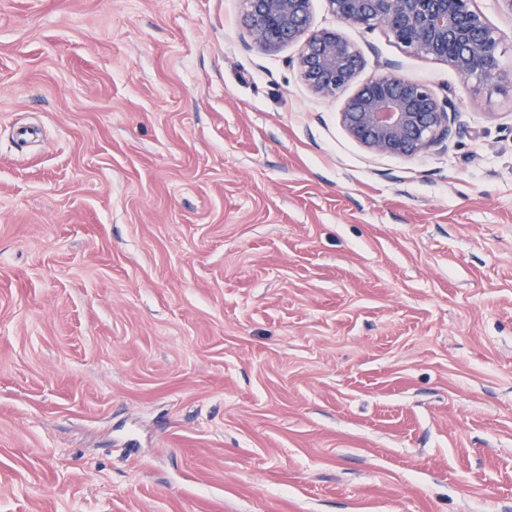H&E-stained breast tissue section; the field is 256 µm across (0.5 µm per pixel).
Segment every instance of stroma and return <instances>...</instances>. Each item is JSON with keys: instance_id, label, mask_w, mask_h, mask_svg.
I'll return each instance as SVG.
<instances>
[{"instance_id": "35a3bbf8", "label": "stroma", "mask_w": 512, "mask_h": 512, "mask_svg": "<svg viewBox=\"0 0 512 512\" xmlns=\"http://www.w3.org/2000/svg\"><path fill=\"white\" fill-rule=\"evenodd\" d=\"M243 0H0V512H512V85L367 151Z\"/></svg>"}]
</instances>
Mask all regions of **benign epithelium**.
I'll list each match as a JSON object with an SVG mask.
<instances>
[{
    "label": "benign epithelium",
    "mask_w": 512,
    "mask_h": 512,
    "mask_svg": "<svg viewBox=\"0 0 512 512\" xmlns=\"http://www.w3.org/2000/svg\"><path fill=\"white\" fill-rule=\"evenodd\" d=\"M343 24L382 26L406 53L441 61L466 79H510L498 54L501 34L474 0H328ZM310 0H244V24L262 49L300 45L296 67L315 94L335 98L363 67L359 49L335 30L309 27ZM458 107L425 83L393 71L373 75L345 101L349 135L379 155L413 157L450 139Z\"/></svg>",
    "instance_id": "7a95c632"
}]
</instances>
